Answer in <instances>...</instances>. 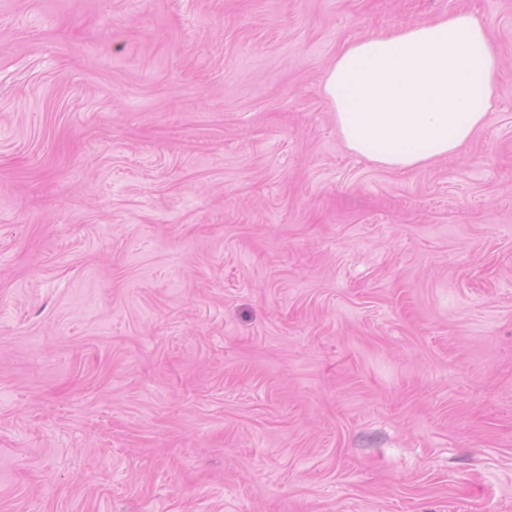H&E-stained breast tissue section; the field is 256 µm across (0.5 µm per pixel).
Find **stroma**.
Wrapping results in <instances>:
<instances>
[{
	"instance_id": "1",
	"label": "stroma",
	"mask_w": 512,
	"mask_h": 512,
	"mask_svg": "<svg viewBox=\"0 0 512 512\" xmlns=\"http://www.w3.org/2000/svg\"><path fill=\"white\" fill-rule=\"evenodd\" d=\"M462 10L487 125L347 150ZM0 512H512V0H0ZM498 56L467 12L345 44L322 82L345 147L385 168L451 156L487 121Z\"/></svg>"
}]
</instances>
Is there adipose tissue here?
I'll use <instances>...</instances> for the list:
<instances>
[{
  "label": "adipose tissue",
  "instance_id": "obj_1",
  "mask_svg": "<svg viewBox=\"0 0 512 512\" xmlns=\"http://www.w3.org/2000/svg\"><path fill=\"white\" fill-rule=\"evenodd\" d=\"M498 66L484 27L461 11L345 44L322 91L348 150L409 170L458 153L485 125Z\"/></svg>",
  "mask_w": 512,
  "mask_h": 512
}]
</instances>
